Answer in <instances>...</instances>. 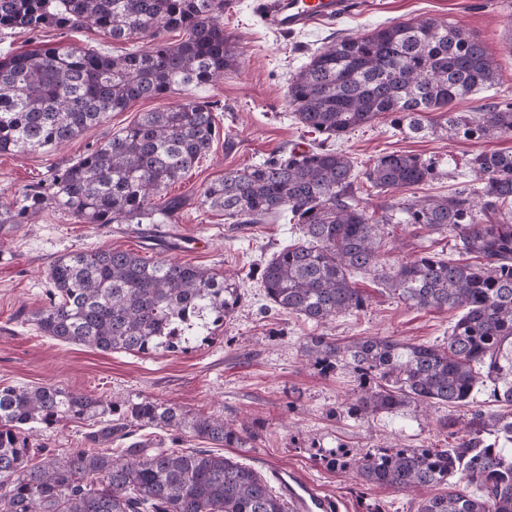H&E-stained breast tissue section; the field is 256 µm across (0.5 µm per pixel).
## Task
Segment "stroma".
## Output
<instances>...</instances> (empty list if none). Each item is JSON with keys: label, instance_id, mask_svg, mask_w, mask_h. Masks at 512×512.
<instances>
[{"label": "stroma", "instance_id": "stroma-1", "mask_svg": "<svg viewBox=\"0 0 512 512\" xmlns=\"http://www.w3.org/2000/svg\"><path fill=\"white\" fill-rule=\"evenodd\" d=\"M366 7L333 24L296 33H279L262 22L253 0H232L224 13V31L239 53L238 66L223 80L194 90L183 89L137 100L124 111L110 113L68 146L23 155L0 154V196L15 197L50 179L64 164L80 158L108 134L136 122L141 113L163 111L197 96L216 104L219 133L206 155L182 179L171 184L164 199L182 205L171 225L186 241L205 240L207 249L176 253L179 262L237 272L243 298L223 327L209 341L178 353L142 355L103 353L44 336L30 315L41 307L49 288L47 271L60 254L79 248L130 250L155 260L162 246L145 240V224H82L54 206H46L28 223L0 233V384H54L75 393L121 400L151 397L172 401L194 412L247 420L257 433L244 448L224 449V456L250 465L266 478L292 468L338 498L341 512H409L407 496L369 486L351 469H335L322 460L340 450L347 460L383 441L408 448L451 444L442 421L445 405L428 415L408 410L368 420L336 417L359 381L342 371L319 373L304 357L306 337L321 332L345 339L388 336L410 343L440 344L459 318L456 310L417 309L389 297L370 276L351 278L369 296L364 310L345 314L327 326L275 309L265 298L254 270L274 253L297 240L299 230L288 217L264 224H235L223 213L207 209L202 190L225 172L241 169L293 146L307 148L312 136L286 103L288 80L314 50L336 34L359 36L373 28L411 19L438 18L478 36L496 58L498 81L494 98L512 99V0H366ZM45 46L79 48L119 55L127 44L115 43L94 29L60 31L47 28L28 35L0 32V52ZM334 146L369 168L386 153L417 154L433 160L443 176L419 185V196H444L469 186V160L483 151L511 150L512 138L441 139L413 137L380 119L357 128ZM392 257L409 258L424 251L449 254L446 238L403 224L386 228ZM88 422L71 421L38 431L36 443L48 454L64 455L84 447Z\"/></svg>", "mask_w": 512, "mask_h": 512}]
</instances>
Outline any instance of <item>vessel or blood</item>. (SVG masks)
Returning a JSON list of instances; mask_svg holds the SVG:
<instances>
[{"label":"vessel or blood","instance_id":"1","mask_svg":"<svg viewBox=\"0 0 512 512\" xmlns=\"http://www.w3.org/2000/svg\"><path fill=\"white\" fill-rule=\"evenodd\" d=\"M254 7L266 25L278 32L302 31L352 11L351 0H255ZM277 480L288 498L290 512H338V501L298 471L278 470Z\"/></svg>","mask_w":512,"mask_h":512}]
</instances>
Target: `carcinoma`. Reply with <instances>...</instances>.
Masks as SVG:
<instances>
[{"instance_id":"cac0c4a2","label":"carcinoma","mask_w":512,"mask_h":512,"mask_svg":"<svg viewBox=\"0 0 512 512\" xmlns=\"http://www.w3.org/2000/svg\"><path fill=\"white\" fill-rule=\"evenodd\" d=\"M226 0H0V29L102 31L114 42L147 45L121 55L57 48L0 58V153L60 147L110 112L175 88L216 82L238 64L224 33ZM181 29L185 39L166 34ZM498 64L471 32L437 19L378 26L341 36L289 79L287 104L299 124L322 136L208 183L203 204L235 224H263L288 211L302 238L274 254L259 280L274 307L318 325L368 306L351 272L372 274L388 294L419 308L460 309L448 341L413 344L389 337L339 341L320 333L302 346L324 374L348 369L359 391L349 417L368 419L436 404L462 409L443 428L450 448L376 446L356 462L368 485L415 493L416 512H512V151L474 155L477 184L444 197H405L369 211L361 178L388 192L434 180L418 155L389 153L355 174L328 142L385 117L405 134L441 138L512 136V100L453 112L452 102L492 87ZM214 104L190 98L107 136L50 183L18 199L0 198V230L23 224L48 203L82 224H170L177 209L161 196L210 149ZM435 112L431 120L427 114ZM410 224L446 235L475 255L464 264L434 252L384 260L386 225ZM50 289L32 314L55 340L102 352L177 351L224 325L242 299L235 277L121 249L87 248L57 256ZM491 384L499 409L475 401ZM72 420L99 428L88 444L29 464L34 436ZM178 431L220 448H244L250 426L155 399L103 400L56 385L0 384V512H289L288 500L250 466L203 448H155L136 439L143 426ZM126 448L105 453L98 446Z\"/></svg>"}]
</instances>
